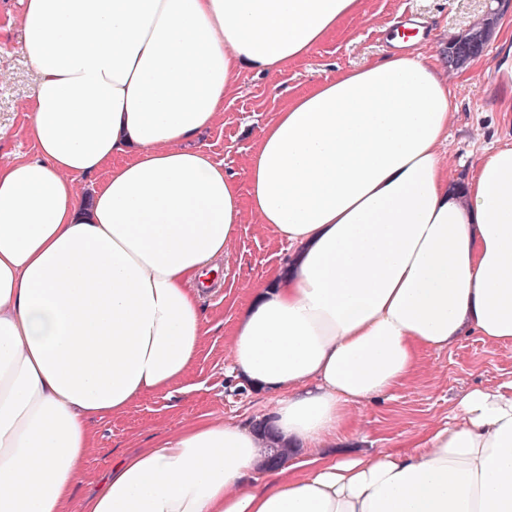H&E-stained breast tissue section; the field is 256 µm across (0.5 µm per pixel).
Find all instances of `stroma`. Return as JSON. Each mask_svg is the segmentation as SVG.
<instances>
[{"label":"stroma","instance_id":"obj_1","mask_svg":"<svg viewBox=\"0 0 512 512\" xmlns=\"http://www.w3.org/2000/svg\"><path fill=\"white\" fill-rule=\"evenodd\" d=\"M21 0H0V164L13 154L33 152L24 129L32 74L20 42ZM492 38L466 71L448 70V44L487 14ZM419 17L420 38L409 53L438 60L451 90L448 140L441 148L449 179L472 176L486 149L512 145V91L498 73V60L512 43V0H364L360 15L344 20L307 57L278 74L243 71L224 102V120L196 137L224 171L245 183V164L259 131L291 98L317 81L384 58L395 49L396 19ZM288 245L259 225L245 223L229 249L216 292L203 296L209 332L182 388L148 394L120 416L94 424L95 445L74 497L90 492L112 459L145 446L170 428L201 416L247 423L272 407L275 394L245 389L226 373L238 307L269 271L288 260ZM512 379V344L495 345L464 336L442 352L427 351L416 376L393 400L354 408L359 436L341 451L395 448L425 425L447 421L455 403L473 389H494Z\"/></svg>","mask_w":512,"mask_h":512}]
</instances>
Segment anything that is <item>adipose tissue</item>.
Segmentation results:
<instances>
[{
  "mask_svg": "<svg viewBox=\"0 0 512 512\" xmlns=\"http://www.w3.org/2000/svg\"><path fill=\"white\" fill-rule=\"evenodd\" d=\"M21 4L35 152L0 165V512H71L94 422L189 375L201 278L248 215L293 250L230 343L234 378L278 396L269 432L174 428L80 512H512V382L409 448L320 451L423 351L512 343V147L449 182L437 64L395 53L318 82L261 127L241 185L191 139L245 69L280 73L364 0ZM274 445L310 450L306 470L267 467Z\"/></svg>",
  "mask_w": 512,
  "mask_h": 512,
  "instance_id": "adipose-tissue-1",
  "label": "adipose tissue"
}]
</instances>
